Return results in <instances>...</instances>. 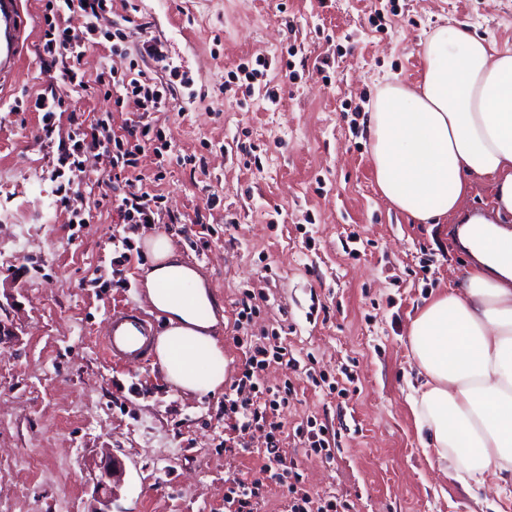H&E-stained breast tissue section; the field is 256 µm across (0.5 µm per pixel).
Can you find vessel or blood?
<instances>
[{"label": "vessel or blood", "mask_w": 512, "mask_h": 512, "mask_svg": "<svg viewBox=\"0 0 512 512\" xmlns=\"http://www.w3.org/2000/svg\"><path fill=\"white\" fill-rule=\"evenodd\" d=\"M21 0H0V87L16 73L25 40ZM153 342L149 322L133 310L111 314V329L102 342L110 361L147 360Z\"/></svg>", "instance_id": "b4317fda"}]
</instances>
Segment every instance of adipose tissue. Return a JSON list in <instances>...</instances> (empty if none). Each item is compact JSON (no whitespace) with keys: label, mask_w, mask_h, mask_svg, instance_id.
<instances>
[{"label":"adipose tissue","mask_w":512,"mask_h":512,"mask_svg":"<svg viewBox=\"0 0 512 512\" xmlns=\"http://www.w3.org/2000/svg\"><path fill=\"white\" fill-rule=\"evenodd\" d=\"M423 76L381 85L367 135L380 193L416 223L459 218L469 256L463 286L434 295L410 323L417 382L407 402L425 452L464 490L512 488V46L464 26L422 43ZM486 180L491 214L471 211ZM147 304L164 318L154 341L166 382L182 393L224 384L223 308L171 239L144 241Z\"/></svg>","instance_id":"obj_1"}]
</instances>
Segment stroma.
<instances>
[{
  "label": "stroma",
  "mask_w": 512,
  "mask_h": 512,
  "mask_svg": "<svg viewBox=\"0 0 512 512\" xmlns=\"http://www.w3.org/2000/svg\"><path fill=\"white\" fill-rule=\"evenodd\" d=\"M22 7L23 58L0 94V323L10 330L0 338V512H224L240 481L261 485L260 512H286L287 487L263 468L264 431L246 433L249 452L225 448L235 416L223 393L181 394L152 360H105L109 314L148 310L151 230L118 224L108 185L83 188L91 217L70 224L51 171L72 120L105 121L121 137L140 115L42 70V2ZM116 11L129 21L125 56L101 47L81 68L92 78L134 59L173 86L170 111L148 116L171 146L140 155L138 169L164 167L162 207L180 218L167 235L224 306L226 383L245 368L236 337L273 332L293 353L259 387H294L278 446L297 461L300 487L338 512H512L511 496L466 492L423 450L406 401L407 333L466 264L445 231L381 195L366 133L382 83L419 78L428 33L464 23L512 41V0H129ZM150 39L168 68L140 57ZM259 57L270 62L263 79L224 91L228 71ZM48 91L66 105L49 138L33 109ZM248 293L259 310L241 323ZM310 419L326 427L333 459L295 436ZM112 456L124 472L106 492L96 479Z\"/></svg>",
  "instance_id": "obj_1"
}]
</instances>
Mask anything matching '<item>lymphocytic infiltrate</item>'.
Here are the masks:
<instances>
[{"label": "lymphocytic infiltrate", "mask_w": 512, "mask_h": 512, "mask_svg": "<svg viewBox=\"0 0 512 512\" xmlns=\"http://www.w3.org/2000/svg\"><path fill=\"white\" fill-rule=\"evenodd\" d=\"M113 10L112 0H44V9L40 17L41 45L40 60L45 69L59 68L62 78L73 85L76 93L83 94L89 89H97L105 98L113 99L115 106L128 108L134 112L167 111L174 98L172 89L164 84L147 78L145 72H118L110 70L108 75H97L87 79L80 65L88 51L97 49L99 43L95 37L99 22ZM79 13L87 18L85 37L72 34L68 25L72 14ZM128 135L131 142L128 148L117 151L112 157L113 167L133 169L132 177L126 178L127 190L124 196L115 198V210L123 224H157L161 220L176 223V216H165L160 206V195L137 189L141 177L137 175L138 157L145 150L162 155L167 139L163 129L152 122H138ZM112 134L105 124H97L91 129H76L68 142L58 146V166L56 177L66 181L68 186H81L89 175L81 160L87 150L108 148ZM288 355L287 347L277 341L257 342L247 351V368L242 377L231 385L224 395V404L231 412L240 416L239 429L247 431L253 426L266 427L268 442L264 450L265 467L276 470L280 482L299 479L297 464H284L275 441L283 424L277 419L279 408L286 405L291 387L283 391L270 392L268 398L256 396V381L271 361L280 360Z\"/></svg>", "instance_id": "obj_1"}]
</instances>
